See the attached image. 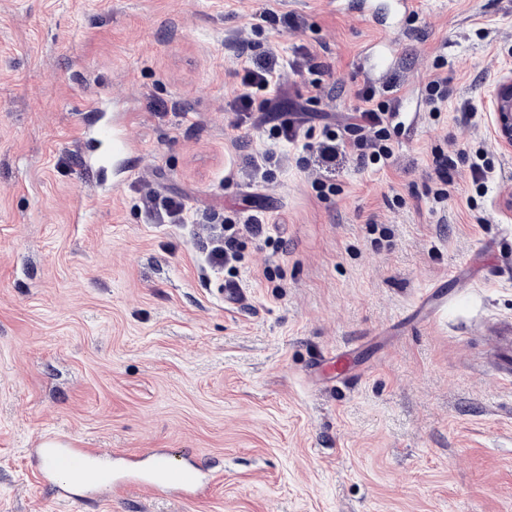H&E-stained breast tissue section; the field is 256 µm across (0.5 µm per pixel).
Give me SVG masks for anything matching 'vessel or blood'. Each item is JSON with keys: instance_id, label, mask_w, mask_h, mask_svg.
I'll return each mask as SVG.
<instances>
[{"instance_id": "b4317fda", "label": "vessel or blood", "mask_w": 512, "mask_h": 512, "mask_svg": "<svg viewBox=\"0 0 512 512\" xmlns=\"http://www.w3.org/2000/svg\"><path fill=\"white\" fill-rule=\"evenodd\" d=\"M446 298L443 286L430 288L415 303L412 319L432 318ZM37 454L49 473L65 475L61 485L63 495L74 490L103 492L122 485L123 480L111 468L102 464L106 456L99 448H78L67 440L55 436L41 438ZM150 477L146 489L172 488L185 494L196 493L204 483L203 477L193 470L174 469L169 459L158 452H150Z\"/></svg>"}]
</instances>
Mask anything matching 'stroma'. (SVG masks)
<instances>
[{
    "label": "stroma",
    "instance_id": "35a3bbf8",
    "mask_svg": "<svg viewBox=\"0 0 512 512\" xmlns=\"http://www.w3.org/2000/svg\"><path fill=\"white\" fill-rule=\"evenodd\" d=\"M264 12L302 26L254 35ZM254 39L288 61L307 48L340 84L312 115L286 73L276 101L313 138L364 84L408 88L391 161L302 170L288 145L255 178L280 112L240 138L226 110ZM379 39L400 48L386 72ZM511 72L512 0H419L397 30L337 0H0V512H512V374L492 339L512 327V149L491 106ZM435 150L465 155L441 210ZM146 183L185 197L189 223H148ZM242 207L269 226L231 276L200 218ZM442 282L434 317L403 324ZM346 344L365 372L340 383L320 361ZM49 434L128 466L165 448L214 484L61 500L30 462Z\"/></svg>",
    "mask_w": 512,
    "mask_h": 512
}]
</instances>
